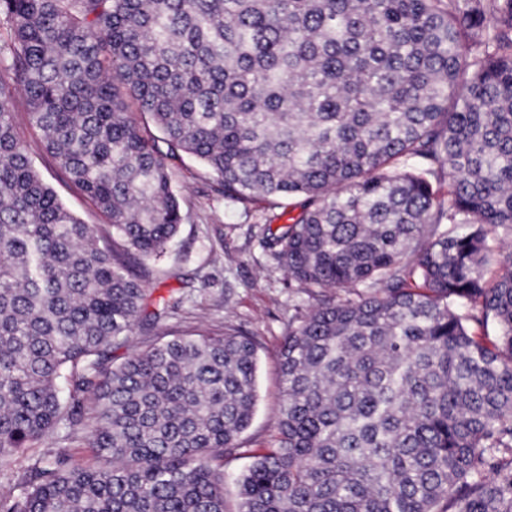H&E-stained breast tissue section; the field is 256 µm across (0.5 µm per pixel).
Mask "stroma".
Here are the masks:
<instances>
[{
	"label": "stroma",
	"mask_w": 512,
	"mask_h": 512,
	"mask_svg": "<svg viewBox=\"0 0 512 512\" xmlns=\"http://www.w3.org/2000/svg\"><path fill=\"white\" fill-rule=\"evenodd\" d=\"M11 105L16 132L43 180L83 223L107 227V218L46 152L40 133L27 120L24 96L14 94ZM169 169L185 220L162 255L137 261L136 268L143 273L153 299L174 295L182 303L157 324L137 329L116 355L126 357L165 336L228 331L255 340V413L238 440V450L225 466L230 479L224 485V497L233 510L237 506L234 475L249 465L251 451L270 446L275 437L282 402L280 347L289 330L317 305L320 295L291 280L275 249L266 243L268 227L277 228L287 222L278 208L264 200L247 204L225 201L217 177L192 156L180 155L170 161ZM40 455L69 465L88 462V436L82 433L71 440L57 432L39 447L20 454L8 480L0 483V495L19 484L32 458Z\"/></svg>",
	"instance_id": "1"
}]
</instances>
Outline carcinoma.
Returning <instances> with one entry per match:
<instances>
[{"mask_svg":"<svg viewBox=\"0 0 512 512\" xmlns=\"http://www.w3.org/2000/svg\"><path fill=\"white\" fill-rule=\"evenodd\" d=\"M0 15V473L61 428L88 431L92 460L36 458L0 512H227L254 340L112 357L179 306L147 310L129 259L178 234L182 153L232 203L300 199L271 242L299 285L348 294L284 340L277 439L234 477L236 512H512V255L485 281L512 239V0H0ZM15 89L112 236L35 170Z\"/></svg>","mask_w":512,"mask_h":512,"instance_id":"cac0c4a2","label":"carcinoma"}]
</instances>
